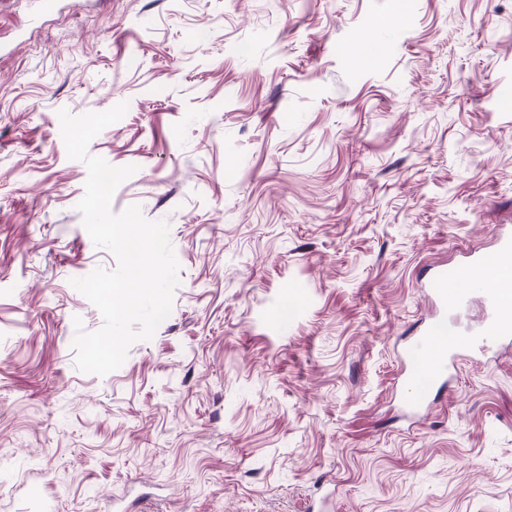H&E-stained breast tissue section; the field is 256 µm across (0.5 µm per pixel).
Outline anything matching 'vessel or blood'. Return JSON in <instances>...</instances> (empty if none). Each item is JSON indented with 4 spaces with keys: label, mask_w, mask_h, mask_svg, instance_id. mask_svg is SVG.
Wrapping results in <instances>:
<instances>
[{
    "label": "vessel or blood",
    "mask_w": 512,
    "mask_h": 512,
    "mask_svg": "<svg viewBox=\"0 0 512 512\" xmlns=\"http://www.w3.org/2000/svg\"><path fill=\"white\" fill-rule=\"evenodd\" d=\"M430 296L436 313L407 349V379L416 390L410 408L415 412L427 405L432 386L446 374L449 354L488 336L512 343V239L501 240L490 270L484 273V313L480 327L469 336L450 334L447 319L449 312L465 307L471 300L466 277L437 272L431 280Z\"/></svg>",
    "instance_id": "vessel-or-blood-1"
}]
</instances>
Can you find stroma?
<instances>
[{"label":"stroma","instance_id":"stroma-1","mask_svg":"<svg viewBox=\"0 0 512 512\" xmlns=\"http://www.w3.org/2000/svg\"><path fill=\"white\" fill-rule=\"evenodd\" d=\"M112 209L165 220L169 317L97 376L71 284ZM512 234V0H0V512H512V345L460 353L423 417L424 282Z\"/></svg>","mask_w":512,"mask_h":512}]
</instances>
